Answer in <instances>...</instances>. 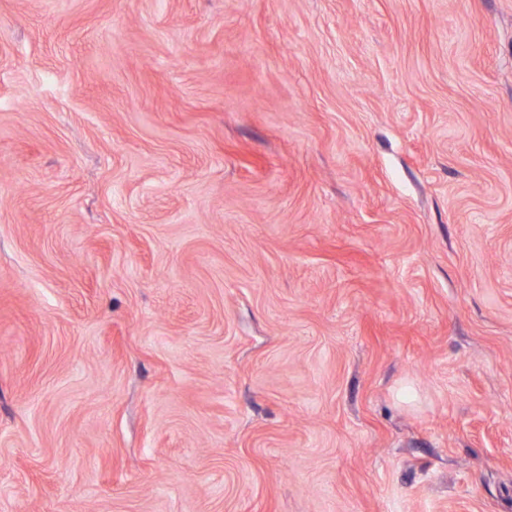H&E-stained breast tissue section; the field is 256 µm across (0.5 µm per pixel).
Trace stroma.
Wrapping results in <instances>:
<instances>
[{
    "label": "stroma",
    "instance_id": "obj_1",
    "mask_svg": "<svg viewBox=\"0 0 512 512\" xmlns=\"http://www.w3.org/2000/svg\"><path fill=\"white\" fill-rule=\"evenodd\" d=\"M0 512H512V0H0Z\"/></svg>",
    "mask_w": 512,
    "mask_h": 512
}]
</instances>
